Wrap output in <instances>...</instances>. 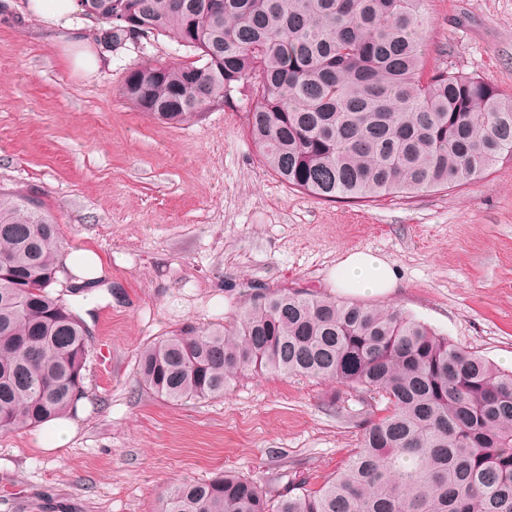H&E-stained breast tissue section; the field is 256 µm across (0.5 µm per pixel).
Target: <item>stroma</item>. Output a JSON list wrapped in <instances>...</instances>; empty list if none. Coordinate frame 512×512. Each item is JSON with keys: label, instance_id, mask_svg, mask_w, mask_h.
<instances>
[{"label": "stroma", "instance_id": "35a3bbf8", "mask_svg": "<svg viewBox=\"0 0 512 512\" xmlns=\"http://www.w3.org/2000/svg\"><path fill=\"white\" fill-rule=\"evenodd\" d=\"M0 0V192L35 197L66 254L109 277L72 296L89 330L82 404L67 446L40 428L0 433V512H157L184 481L232 470L285 490L320 487L384 401L307 377L248 372L224 396L172 402L142 386L141 350L185 326L235 323L248 285L335 297L348 251L389 259L398 286L348 302L395 308L497 366L512 356V162L413 199L324 201L289 189L244 129L248 90L202 120L158 124L121 94L128 70L186 51L158 36L75 68L72 29ZM428 59L512 93V0H426Z\"/></svg>", "mask_w": 512, "mask_h": 512}]
</instances>
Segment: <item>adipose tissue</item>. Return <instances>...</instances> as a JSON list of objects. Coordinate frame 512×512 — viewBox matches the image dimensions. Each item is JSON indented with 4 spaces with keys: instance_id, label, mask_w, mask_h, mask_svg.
<instances>
[{
    "instance_id": "adipose-tissue-1",
    "label": "adipose tissue",
    "mask_w": 512,
    "mask_h": 512,
    "mask_svg": "<svg viewBox=\"0 0 512 512\" xmlns=\"http://www.w3.org/2000/svg\"><path fill=\"white\" fill-rule=\"evenodd\" d=\"M334 288L342 293L381 295L398 286L393 264L369 251H352L339 260L331 273Z\"/></svg>"
}]
</instances>
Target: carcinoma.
Here are the masks:
<instances>
[{
	"label": "carcinoma",
	"mask_w": 512,
	"mask_h": 512,
	"mask_svg": "<svg viewBox=\"0 0 512 512\" xmlns=\"http://www.w3.org/2000/svg\"><path fill=\"white\" fill-rule=\"evenodd\" d=\"M104 52L169 37L193 52L129 69L122 96L172 127L251 85L245 131L288 187L325 201L414 198L512 161V94L426 67L425 0H78ZM68 286L59 290V275ZM59 225L0 192V432L77 412L89 332L68 296ZM378 395L345 466L291 480L275 512H512V372L397 310L252 288L233 327L186 326L140 354V382L173 401L224 395L245 372ZM235 473L185 482L159 512H269Z\"/></svg>",
	"instance_id": "1"
}]
</instances>
